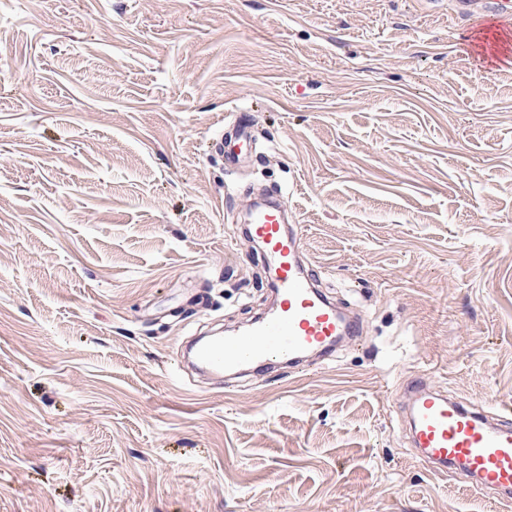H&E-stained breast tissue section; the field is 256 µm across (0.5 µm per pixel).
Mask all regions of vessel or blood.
I'll return each instance as SVG.
<instances>
[{"label": "vessel or blood", "instance_id": "b4317fda", "mask_svg": "<svg viewBox=\"0 0 512 512\" xmlns=\"http://www.w3.org/2000/svg\"><path fill=\"white\" fill-rule=\"evenodd\" d=\"M452 16L463 31L484 17L497 24V35L512 43V0H451ZM253 116L239 114L226 122L216 147L227 169L242 167L253 155ZM287 205L256 209L250 235L263 246L273 270L275 304L248 329L229 333L199 347L198 362L229 375L277 362L291 365L311 355L331 352L360 325L331 302L306 273L301 239L287 222ZM409 439L432 473L480 491L512 497V423L472 411L426 382L412 381L408 405Z\"/></svg>", "mask_w": 512, "mask_h": 512}]
</instances>
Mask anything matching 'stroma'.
<instances>
[{
	"label": "stroma",
	"mask_w": 512,
	"mask_h": 512,
	"mask_svg": "<svg viewBox=\"0 0 512 512\" xmlns=\"http://www.w3.org/2000/svg\"><path fill=\"white\" fill-rule=\"evenodd\" d=\"M454 43L448 0H0V512H512L396 419L512 402V67ZM261 188L364 331L230 381L182 359L270 306ZM255 120L252 115L239 114L219 128L216 147L224 158V166L229 170L242 167L253 155Z\"/></svg>",
	"instance_id": "1"
}]
</instances>
